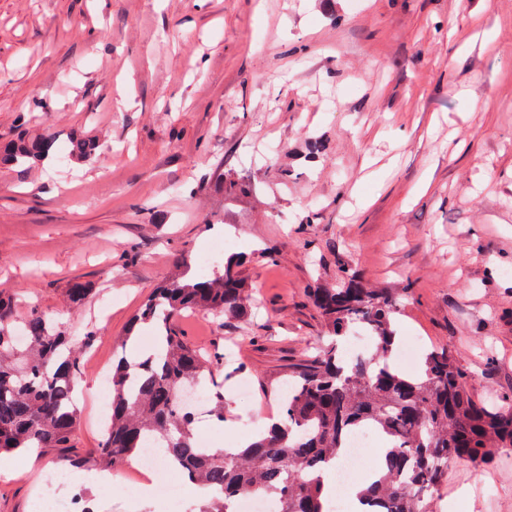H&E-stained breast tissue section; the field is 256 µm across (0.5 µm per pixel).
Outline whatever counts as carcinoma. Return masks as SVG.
<instances>
[{"label":"carcinoma","mask_w":512,"mask_h":512,"mask_svg":"<svg viewBox=\"0 0 512 512\" xmlns=\"http://www.w3.org/2000/svg\"><path fill=\"white\" fill-rule=\"evenodd\" d=\"M30 124V117L18 116L17 134L0 141L1 168L31 172L61 153L81 165L107 148L108 134L101 129L73 130L62 147L53 135L31 132ZM249 261V254L234 252L203 272L188 260L142 301L112 358V411L90 456L97 468L131 462L143 440L152 438L203 492L198 512H230L239 496L252 492L278 500L281 512H329L319 472L341 458L350 432L370 426L390 448L386 469L363 489L364 498L377 512H436L448 464H479L498 448H512V401L489 405L474 398L447 349L426 351L415 374L392 363L401 297L368 288L357 275L337 287L311 289L332 342L288 371L295 392L271 432L233 454L197 447L191 413L175 407L177 390L209 382L214 421L224 422V384L212 380L210 371L224 364V355L204 357L187 344L174 318L195 310L246 320L249 288L239 268ZM97 293V283L78 277L64 302L73 311ZM21 304L0 290V454L69 448L77 422L79 353L94 344L96 328L88 325L75 336L67 322L34 305L19 320ZM358 325L374 339V351L345 363L338 341ZM146 326L154 348L131 361L128 352ZM18 329L26 332L22 344L15 342Z\"/></svg>","instance_id":"obj_1"}]
</instances>
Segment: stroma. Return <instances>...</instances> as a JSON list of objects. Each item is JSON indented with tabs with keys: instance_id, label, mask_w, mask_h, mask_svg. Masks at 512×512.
Listing matches in <instances>:
<instances>
[{
	"instance_id": "1",
	"label": "stroma",
	"mask_w": 512,
	"mask_h": 512,
	"mask_svg": "<svg viewBox=\"0 0 512 512\" xmlns=\"http://www.w3.org/2000/svg\"><path fill=\"white\" fill-rule=\"evenodd\" d=\"M24 112L58 139L102 126L112 143L84 168H0V289L97 330L73 453L99 444L90 394L129 317L198 260L211 222L277 252L240 269L248 323L176 319L246 369L250 399L224 385L237 428L326 344L308 291L349 272L400 292L399 333L447 348L475 398L512 396V0H0V140ZM219 161L252 191L213 193ZM77 277L101 289L70 314ZM63 455L1 456L0 512H38ZM440 494L441 512H512V448L455 465Z\"/></svg>"
}]
</instances>
